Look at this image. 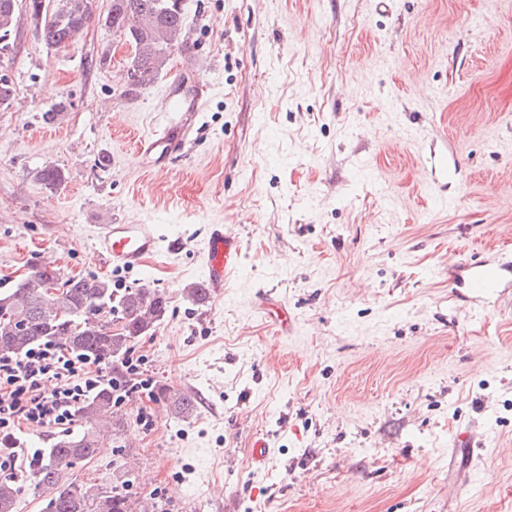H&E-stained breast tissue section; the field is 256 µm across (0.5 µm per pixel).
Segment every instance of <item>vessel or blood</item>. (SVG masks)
<instances>
[{
  "label": "vessel or blood",
  "mask_w": 512,
  "mask_h": 512,
  "mask_svg": "<svg viewBox=\"0 0 512 512\" xmlns=\"http://www.w3.org/2000/svg\"><path fill=\"white\" fill-rule=\"evenodd\" d=\"M167 108L175 110L176 119L160 125L152 134L136 142L137 153L162 162L173 151L183 149L197 119L198 106L181 99L167 101ZM98 245L112 269H143L148 261L163 252L179 249L180 243L160 234L154 224H111L99 234ZM243 241L229 224H213L208 229L204 245L203 288L209 295L223 294L225 286L239 274ZM512 275V262L498 259H480L468 266L467 286L475 304H484L486 298L501 288ZM258 309L280 333L293 331L295 321L281 301L265 294Z\"/></svg>",
  "instance_id": "b4317fda"
}]
</instances>
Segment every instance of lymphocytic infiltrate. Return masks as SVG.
<instances>
[{
  "label": "lymphocytic infiltrate",
  "mask_w": 512,
  "mask_h": 512,
  "mask_svg": "<svg viewBox=\"0 0 512 512\" xmlns=\"http://www.w3.org/2000/svg\"><path fill=\"white\" fill-rule=\"evenodd\" d=\"M91 359L46 342L22 355L0 354V434L21 426L68 430L79 406L111 383Z\"/></svg>",
  "instance_id": "lymphocytic-infiltrate-1"
}]
</instances>
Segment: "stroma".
Returning a JSON list of instances; mask_svg holds the SVG:
<instances>
[{"label":"stroma","instance_id":"stroma-1","mask_svg":"<svg viewBox=\"0 0 512 512\" xmlns=\"http://www.w3.org/2000/svg\"><path fill=\"white\" fill-rule=\"evenodd\" d=\"M92 6L61 50L20 14L0 60L17 89L0 288L50 262L162 291L168 315L134 349L196 410L133 395L77 480L125 482L148 512H512V287L476 308L448 284L491 248L512 256V0H186L165 70L130 95L133 48L102 21L110 0ZM202 85L183 154L140 156L161 99ZM44 166L65 181L45 187ZM106 224L184 241L148 274L116 271ZM212 224L236 226L243 271L199 304ZM267 290L290 335L258 313ZM464 428L484 441L469 486Z\"/></svg>","mask_w":512,"mask_h":512}]
</instances>
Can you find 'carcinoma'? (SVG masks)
Returning a JSON list of instances; mask_svg holds the SVG:
<instances>
[{"mask_svg":"<svg viewBox=\"0 0 512 512\" xmlns=\"http://www.w3.org/2000/svg\"><path fill=\"white\" fill-rule=\"evenodd\" d=\"M16 0H0V55L11 52L16 35ZM27 13L48 49L68 47L93 18L92 0H58L51 11L41 10L43 0H27ZM185 25V0H111L105 26L134 47L128 90L149 84L167 64ZM11 78L0 74V106L15 99ZM38 181L54 187L64 180L57 167L36 174ZM168 301L163 293L147 288L120 290L96 276L62 278L41 267L14 286L0 290V353L22 354L46 341L90 358L114 370L143 336L150 335L166 318ZM179 416L196 409L195 399L158 388ZM114 390L99 388L77 412L85 429L64 432L30 466L33 482L51 491V512H137L138 505L115 487H91L72 480L73 471L98 455L104 443L96 426L112 411ZM20 486L14 478H0V512H17Z\"/></svg>","mask_w":512,"mask_h":512,"instance_id":"obj_1","label":"carcinoma"}]
</instances>
